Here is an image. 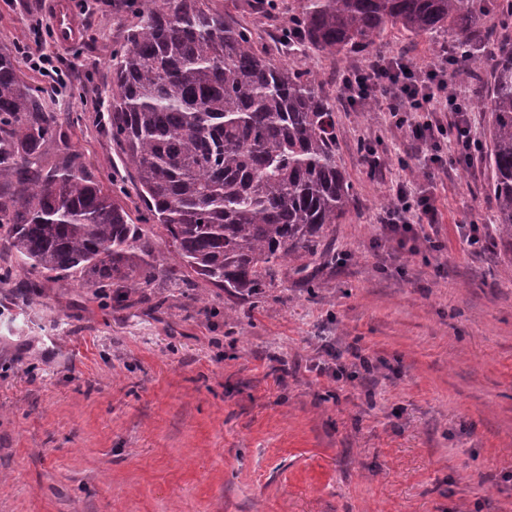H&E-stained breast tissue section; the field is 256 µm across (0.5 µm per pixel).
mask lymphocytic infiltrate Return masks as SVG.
Instances as JSON below:
<instances>
[{"mask_svg": "<svg viewBox=\"0 0 512 512\" xmlns=\"http://www.w3.org/2000/svg\"><path fill=\"white\" fill-rule=\"evenodd\" d=\"M452 64L444 50L422 66L402 56L375 57L366 66L341 75L345 102L355 109L386 98L394 125L407 129L418 145L416 161L421 168L443 167L436 150L444 140L453 144L457 164H470L482 145L467 117L465 101L448 89ZM439 221V212L428 197L414 195L400 186L394 190L381 224L389 237L401 239L412 232L414 225Z\"/></svg>", "mask_w": 512, "mask_h": 512, "instance_id": "1", "label": "lymphocytic infiltrate"}]
</instances>
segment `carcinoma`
<instances>
[{
  "label": "carcinoma",
  "instance_id": "obj_1",
  "mask_svg": "<svg viewBox=\"0 0 512 512\" xmlns=\"http://www.w3.org/2000/svg\"><path fill=\"white\" fill-rule=\"evenodd\" d=\"M490 12L512 20V0H302L288 17L287 54L334 55L370 46L389 27L427 38L448 28L458 75L482 51L490 61L495 243L512 254V38L479 28ZM0 52V284L24 292L76 279L121 307L150 300L163 277L203 280L230 297L258 299L282 276L309 288L312 263L353 200L336 162V107L317 75L257 46L214 0H144L112 50L105 121L146 214L105 192L53 112ZM60 158L46 167V148ZM178 265L155 253L157 231Z\"/></svg>",
  "mask_w": 512,
  "mask_h": 512
}]
</instances>
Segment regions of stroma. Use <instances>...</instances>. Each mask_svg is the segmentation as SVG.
I'll return each instance as SVG.
<instances>
[{"mask_svg":"<svg viewBox=\"0 0 512 512\" xmlns=\"http://www.w3.org/2000/svg\"><path fill=\"white\" fill-rule=\"evenodd\" d=\"M0 0V50L53 54L64 83L22 66L51 108L69 115V143L107 192L128 173L103 118L112 51L141 0H85L82 36L61 48L46 0ZM275 23L244 0L224 7L276 51L299 0ZM400 28L338 56L288 57L336 103V159L354 198L332 256L259 301L204 282L160 281L122 310L79 282L0 287V512H512V256L473 252L458 227L494 240L484 157L422 174L384 104L349 108L340 74L381 52L423 65L434 42ZM455 82L488 141L490 68ZM385 161L371 175L360 142ZM430 197L438 230L398 243L380 218L399 183ZM232 317H224V308ZM374 374L319 373L326 348Z\"/></svg>","mask_w":512,"mask_h":512,"instance_id":"obj_1","label":"stroma"}]
</instances>
